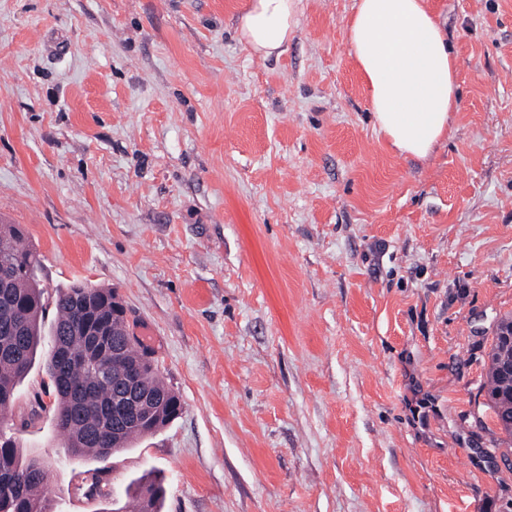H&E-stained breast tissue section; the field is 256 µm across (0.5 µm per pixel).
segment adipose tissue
I'll use <instances>...</instances> for the list:
<instances>
[{
    "label": "adipose tissue",
    "instance_id": "ef3b65f1",
    "mask_svg": "<svg viewBox=\"0 0 512 512\" xmlns=\"http://www.w3.org/2000/svg\"><path fill=\"white\" fill-rule=\"evenodd\" d=\"M295 0H250L238 37L266 58L296 25ZM349 54L370 97L374 128L399 156L424 160L458 107L456 56L428 0H354Z\"/></svg>",
    "mask_w": 512,
    "mask_h": 512
}]
</instances>
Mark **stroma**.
I'll use <instances>...</instances> for the list:
<instances>
[{
	"label": "stroma",
	"mask_w": 512,
	"mask_h": 512,
	"mask_svg": "<svg viewBox=\"0 0 512 512\" xmlns=\"http://www.w3.org/2000/svg\"><path fill=\"white\" fill-rule=\"evenodd\" d=\"M354 0H0V222L48 296L115 289L182 414L74 465L34 365L7 413L56 512H512L484 362L512 316V0H431L459 109L427 161L373 128ZM102 472L113 498L85 494ZM296 0H251L238 37L261 58L280 53L296 26Z\"/></svg>",
	"instance_id": "1"
}]
</instances>
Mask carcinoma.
I'll use <instances>...</instances> for the list:
<instances>
[{"instance_id":"1","label":"carcinoma","mask_w":512,"mask_h":512,"mask_svg":"<svg viewBox=\"0 0 512 512\" xmlns=\"http://www.w3.org/2000/svg\"><path fill=\"white\" fill-rule=\"evenodd\" d=\"M0 413L13 402L42 344V320L47 311L37 271L40 258L24 242L17 224H0ZM118 296L112 289L75 282L57 292L52 341L43 371L53 390L55 428L67 459L79 464L89 457L105 459L158 431L176 418L178 395L148 363L142 344L129 335L125 318L114 311ZM512 320L497 323L488 353L487 397L501 428L512 436V403L500 397L498 362L512 356L502 340ZM127 390L152 396L158 407L152 416L133 410L116 413L102 423L115 395ZM51 472L23 455L11 433L0 435V512H52L43 495Z\"/></svg>"}]
</instances>
